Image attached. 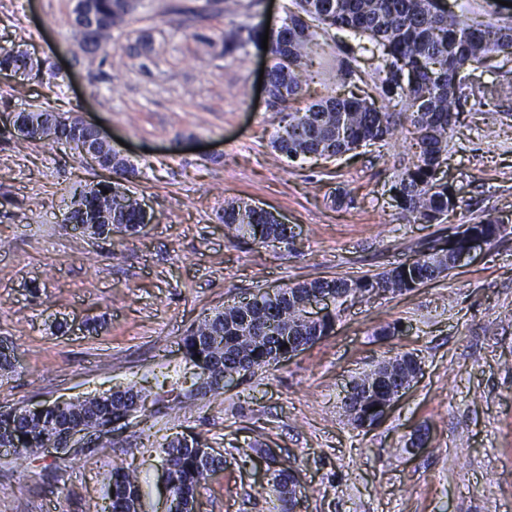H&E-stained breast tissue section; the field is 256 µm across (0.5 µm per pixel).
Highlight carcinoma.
<instances>
[{"mask_svg": "<svg viewBox=\"0 0 512 512\" xmlns=\"http://www.w3.org/2000/svg\"><path fill=\"white\" fill-rule=\"evenodd\" d=\"M79 8L94 16L95 25L81 35L72 33L76 57L102 50L112 41V29L134 10L130 0H75L72 12ZM313 21L326 31L337 29L364 37L380 52L385 72L380 95L396 111L387 112L354 94L330 95L302 108L295 106L316 35ZM266 34L272 106L283 113L272 148L293 162L324 154L344 155L392 139L397 127L408 121L417 134V151L394 184L395 207L415 223H441L454 209L456 197L448 183L437 178V170L448 157V130L469 98L465 69L494 52H511L512 25L498 20L470 24L444 9L439 0H292L283 25L268 32L246 26L232 30L224 35L222 53L236 52ZM42 66V61L25 50L0 48V71L37 76ZM85 138L86 131L74 118L57 115L30 132L27 140L52 139L78 147ZM73 195L81 196L84 209L64 217L66 222L79 221L98 234L104 232L102 222L107 219L112 220V231L119 233L133 234L143 226L138 197L119 181L80 186ZM221 220L240 240L293 245L288 229L274 213L257 211L245 201L227 203ZM453 266V255L440 250L371 277L313 279L288 286L279 295H257L250 304H228L188 330L182 338L183 354L194 366L206 369L203 384L207 392L220 395L225 375L253 373L277 362L283 345L331 334L337 311L315 327L303 321L301 305L309 292H330L344 301L380 288L402 293L444 275ZM419 371L417 358L398 354L363 375L355 386L374 383L387 395ZM134 397L145 401L143 389L133 385L110 399L92 397L64 407L53 403L37 410L0 412V430H5L0 433V448L36 453L56 441L65 425L95 427L110 411L128 410L127 402ZM162 452L171 462L168 480L173 491L183 501L185 512H193L198 488L221 469V460L211 456L210 448L197 437L173 439ZM271 487L277 501L275 512H292L296 489L288 469L274 472ZM107 499L105 512H141L139 483L123 467L113 470Z\"/></svg>", "mask_w": 512, "mask_h": 512, "instance_id": "1", "label": "carcinoma"}]
</instances>
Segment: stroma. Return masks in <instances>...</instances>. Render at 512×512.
Returning a JSON list of instances; mask_svg holds the SVG:
<instances>
[{"instance_id": "35a3bbf8", "label": "stroma", "mask_w": 512, "mask_h": 512, "mask_svg": "<svg viewBox=\"0 0 512 512\" xmlns=\"http://www.w3.org/2000/svg\"><path fill=\"white\" fill-rule=\"evenodd\" d=\"M239 2L140 0L103 51L77 58L74 0H0V47L43 63L36 79L0 74V338L17 356L0 373V411L131 384L147 393L106 453H0V512H100L116 466L137 473L142 512H162L161 448L182 434L224 460L196 512H271L259 478L271 457L298 473L301 512H512V225L414 291L349 302L330 336L290 360L190 396L197 377L181 339L227 300L372 276L446 244L458 225L512 221V54L470 66L474 94L439 173L456 206L442 223L413 224L392 201L411 132L337 159L293 164L272 149L281 115L258 90L266 51L206 42L242 25L278 28L290 0ZM145 41L153 52L136 53ZM354 46L318 34L300 105L339 92L336 61L350 55L356 92L378 98L379 61ZM31 108L122 140L137 169L128 186L152 222L107 239L63 224L74 187L102 174L68 145L12 138L7 113ZM237 199L294 225L296 251L234 238L220 217ZM390 324L396 335L381 337ZM405 352L421 363L413 386L377 427L352 425L341 409L350 382ZM418 435L423 446L407 451Z\"/></svg>"}]
</instances>
